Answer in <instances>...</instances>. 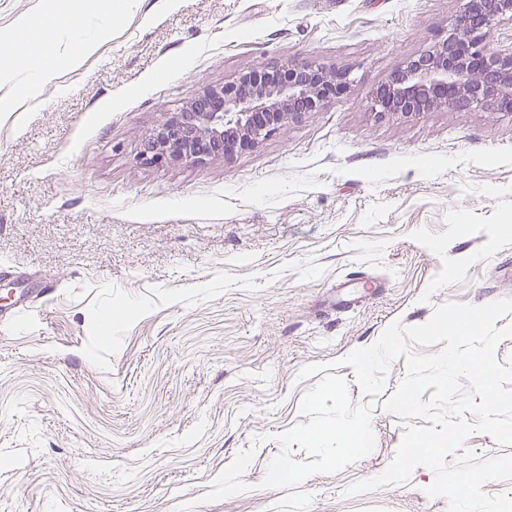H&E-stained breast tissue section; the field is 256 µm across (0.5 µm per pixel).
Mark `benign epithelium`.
Here are the masks:
<instances>
[{"instance_id": "1", "label": "benign epithelium", "mask_w": 512, "mask_h": 512, "mask_svg": "<svg viewBox=\"0 0 512 512\" xmlns=\"http://www.w3.org/2000/svg\"><path fill=\"white\" fill-rule=\"evenodd\" d=\"M504 20L512 21V0H465L448 36L387 79L385 92L374 99L375 115L410 118L443 105H492L512 114V44L490 47L491 34ZM350 83L347 69L299 60L242 72L166 113L139 160L197 163L249 150L319 111Z\"/></svg>"}]
</instances>
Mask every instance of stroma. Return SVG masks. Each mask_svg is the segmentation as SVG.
<instances>
[{"label": "stroma", "instance_id": "1", "mask_svg": "<svg viewBox=\"0 0 512 512\" xmlns=\"http://www.w3.org/2000/svg\"><path fill=\"white\" fill-rule=\"evenodd\" d=\"M143 0L76 69L0 83V512H447L433 471L350 494L373 450L265 488L278 434L336 363L449 302L512 298V116L440 106L379 119L372 99L447 35L462 0ZM352 83L232 159L140 164L164 113L268 62ZM310 364L318 370L302 377ZM254 448L246 491L203 502Z\"/></svg>", "mask_w": 512, "mask_h": 512}]
</instances>
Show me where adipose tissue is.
<instances>
[{"label":"adipose tissue","instance_id":"adipose-tissue-1","mask_svg":"<svg viewBox=\"0 0 512 512\" xmlns=\"http://www.w3.org/2000/svg\"><path fill=\"white\" fill-rule=\"evenodd\" d=\"M141 0H41L40 12L45 25L31 29L18 26L1 29L0 38L23 45H34L39 59L28 63L26 56L0 63V81L21 79L27 92H35L52 81L59 68L57 40L68 35L80 43V50L69 62L80 65L84 56L94 53L111 38L115 21L123 15L139 11Z\"/></svg>","mask_w":512,"mask_h":512}]
</instances>
